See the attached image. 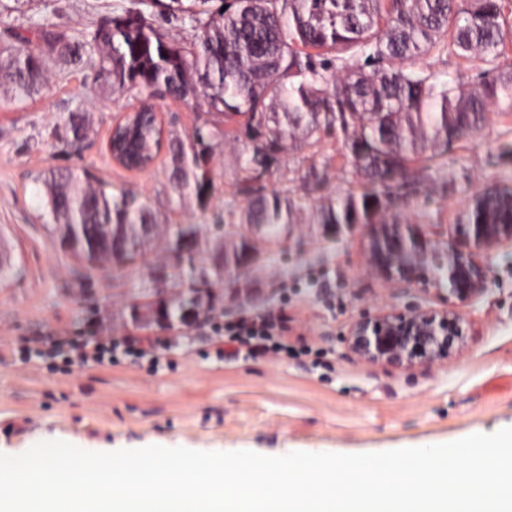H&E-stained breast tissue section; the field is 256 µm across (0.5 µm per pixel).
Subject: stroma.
<instances>
[{"label": "stroma", "instance_id": "obj_1", "mask_svg": "<svg viewBox=\"0 0 512 512\" xmlns=\"http://www.w3.org/2000/svg\"><path fill=\"white\" fill-rule=\"evenodd\" d=\"M0 42L33 36L38 26L80 34L132 0H0ZM92 60L75 70H52L48 88L30 99L0 85V237L13 246L10 274L0 277V453L18 455L42 440L59 439L88 451L148 445L200 451L320 448L369 453L451 442L512 427V249L484 256L485 294L463 305L471 324L468 350L410 370L367 365L338 341L365 311L394 303L391 285L367 270L363 224H319L327 200L360 187L364 177L341 142L323 139L281 156L267 175V193L290 192L304 206L278 237L257 235L260 262L229 267L214 279L218 303L206 320L161 327L133 318L156 298L181 289L164 238L132 263L89 266L63 250L48 231L39 174L90 168L115 184L149 196L165 224L195 225L198 261H208L210 227L245 202L238 157L249 146L243 124H226L212 144L206 200L172 201L165 155L146 173L113 163L112 125L132 111L134 98L99 94L89 78ZM154 104L165 129L190 139L211 115L206 106L168 96ZM85 108L92 135L82 153L67 152L56 129ZM324 174L308 191L309 166ZM418 193L399 200L403 220L427 237H446L472 196L487 187H512V112L491 111L481 130L440 147L414 165ZM164 281H157L160 270ZM248 324L272 326L288 338L289 354L239 352L217 358L211 338ZM161 336L171 340L157 369L120 356L109 366L41 362L29 349L93 334Z\"/></svg>", "mask_w": 512, "mask_h": 512}]
</instances>
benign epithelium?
I'll use <instances>...</instances> for the list:
<instances>
[{
  "instance_id": "7a95c632",
  "label": "benign epithelium",
  "mask_w": 512,
  "mask_h": 512,
  "mask_svg": "<svg viewBox=\"0 0 512 512\" xmlns=\"http://www.w3.org/2000/svg\"><path fill=\"white\" fill-rule=\"evenodd\" d=\"M512 246L511 224H454L444 240H430L415 224H373L367 234V265L406 294L413 286L434 306L389 305L355 318L343 335L356 360L394 369L430 365L469 347L471 324L458 305L486 291L489 270L482 256Z\"/></svg>"
}]
</instances>
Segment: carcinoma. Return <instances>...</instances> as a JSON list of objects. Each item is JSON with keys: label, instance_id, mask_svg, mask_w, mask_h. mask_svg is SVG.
Wrapping results in <instances>:
<instances>
[{"label": "carcinoma", "instance_id": "obj_1", "mask_svg": "<svg viewBox=\"0 0 512 512\" xmlns=\"http://www.w3.org/2000/svg\"><path fill=\"white\" fill-rule=\"evenodd\" d=\"M176 11L195 31L190 43L155 25ZM508 42L512 11L506 0H133L79 36L45 29L34 44L16 34L15 43L0 47V83L31 98L48 84L51 67L64 70L85 55L93 59L100 91L139 102L118 125L116 147H123L121 135L134 123L141 126L143 157H155L166 145L167 181L180 200L201 199L212 189L209 141L221 130L216 123L198 128L189 149L172 132L161 137L152 120L155 95L203 101L208 112L227 120L246 117L251 149L239 158L247 173L239 189L246 202L228 213L229 223L244 231L227 247L224 225H213L211 268L189 278L194 287L147 307L146 320L171 326L215 309L217 298L207 285L230 264L253 263L254 235L293 223V196L268 197L254 185L282 153L343 134L370 187L328 201L317 222L377 224L395 200L392 184L416 186L413 155L471 136L491 105L512 112V71L499 69ZM428 55H476L487 69L476 84H439L433 72L415 67ZM65 127V147L82 151L83 110L70 112ZM43 183L53 230L83 262L141 253L158 234L149 197L87 168L52 170ZM489 191L491 197L468 207L466 223L512 222V189Z\"/></svg>", "mask_w": 512, "mask_h": 512}]
</instances>
